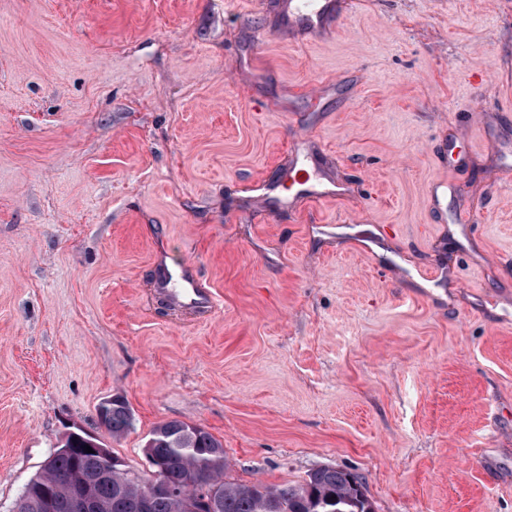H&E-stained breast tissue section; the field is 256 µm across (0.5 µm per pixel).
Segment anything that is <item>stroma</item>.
<instances>
[{"mask_svg":"<svg viewBox=\"0 0 512 512\" xmlns=\"http://www.w3.org/2000/svg\"><path fill=\"white\" fill-rule=\"evenodd\" d=\"M279 2L0 0V512L68 428L141 472L169 420L237 483L512 512V0ZM288 3V27L304 40L325 39L334 32L342 15L343 0H303L294 8ZM167 271V270H166ZM162 270L158 280V293L185 309L199 314L207 313L215 302L214 294L205 288L193 272L184 268L174 284L177 288H169L172 284L170 273ZM111 402L112 399L101 402L100 410L106 412ZM102 422L106 425V430L112 434V437L125 433L132 426V416L126 401L120 397H115Z\"/></svg>","mask_w":512,"mask_h":512,"instance_id":"35a3bbf8","label":"stroma"}]
</instances>
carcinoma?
<instances>
[{
  "label": "carcinoma",
  "instance_id": "cac0c4a2",
  "mask_svg": "<svg viewBox=\"0 0 512 512\" xmlns=\"http://www.w3.org/2000/svg\"><path fill=\"white\" fill-rule=\"evenodd\" d=\"M102 422L112 436H120L132 426L130 409L116 397ZM87 431L79 429L65 437L62 447L48 457L29 481L32 487H44L58 500L57 512H69L67 502L73 486L94 484L97 512H139L138 503L149 481L128 482L123 473L109 470L108 459L84 451ZM151 456L165 470V479L175 490L173 495L154 497L151 512H191L197 487L188 483L195 474L201 483L211 486L217 498L216 512H374L366 494L363 478L342 468L326 466L312 471L298 485L278 487L262 484H237L224 480L227 458L223 444L204 428L182 420L157 425L150 434Z\"/></svg>",
  "mask_w": 512,
  "mask_h": 512
}]
</instances>
